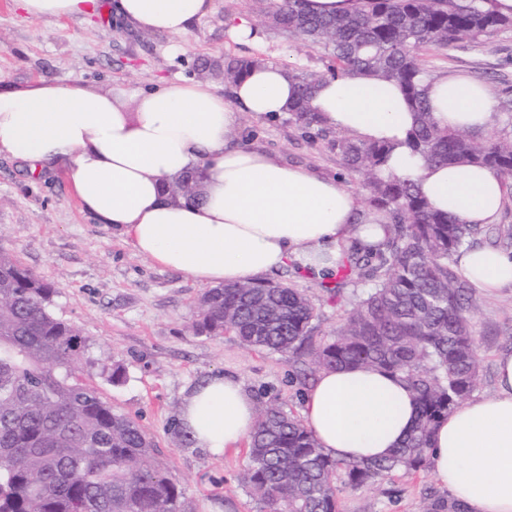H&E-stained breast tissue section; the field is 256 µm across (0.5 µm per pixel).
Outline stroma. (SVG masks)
<instances>
[{"label": "stroma", "mask_w": 512, "mask_h": 512, "mask_svg": "<svg viewBox=\"0 0 512 512\" xmlns=\"http://www.w3.org/2000/svg\"><path fill=\"white\" fill-rule=\"evenodd\" d=\"M112 2L97 0L87 17L32 22L18 0H0V81L15 90L72 81L98 90L147 89L194 80L197 64L227 55L258 56L294 70L324 67L319 48L264 27L251 0H211L210 11L182 35L137 30L114 15ZM243 21L259 27V41L237 39L233 27ZM428 61L437 74L500 92L512 86V31L491 34L477 46L431 52ZM233 144L339 179L359 199L367 197L363 179L349 174L327 144L302 137L287 115L241 114ZM1 249L55 284L51 310L88 336L87 357L123 366L121 382L100 374L95 383L154 440L158 459L196 512H260L238 481L244 449L216 457L184 443L182 403L208 379L227 374L250 396L280 398L299 413V364L244 349L227 336L195 334L203 285L139 254L130 239L98 224L82 209L65 171L34 177L21 161L0 157ZM288 278L317 307L316 339H329L351 308L349 297L328 300L303 272ZM470 308L479 381L469 397L482 400L497 392L499 355L512 352V284L490 295L473 292ZM439 489L432 470L398 472L372 485L342 488L340 502L343 512H422L427 495Z\"/></svg>", "instance_id": "1"}]
</instances>
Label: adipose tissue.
I'll return each instance as SVG.
<instances>
[{
    "label": "adipose tissue",
    "instance_id": "1",
    "mask_svg": "<svg viewBox=\"0 0 512 512\" xmlns=\"http://www.w3.org/2000/svg\"><path fill=\"white\" fill-rule=\"evenodd\" d=\"M29 20L80 17L93 0H20ZM210 0H116L115 13L152 33L180 35L207 14ZM80 83L0 87V156L31 174L63 166L82 208L136 250L203 285L254 281L288 261L315 274L335 269L341 246L384 240L376 218L355 221L356 196L338 182L232 146L240 113L279 115L297 97L286 67L251 70L224 100L207 83L172 84L134 95ZM440 126L487 127L492 91L438 76L426 87ZM312 108L329 126L393 150L381 177L415 182L432 209L466 224H491L504 201L501 176L477 165L427 164L405 144L415 124L398 86L361 72L324 78ZM192 176L195 196L173 200L169 184ZM458 269L489 293L512 282V255L461 251ZM497 393L461 403L442 419L430 448L432 470L468 512H512V352L496 361ZM304 421L332 457H385L401 447L418 417L415 393L398 377L351 368L319 373L305 396ZM256 407L242 383L216 376L181 408L194 443L221 455L252 431Z\"/></svg>",
    "mask_w": 512,
    "mask_h": 512
}]
</instances>
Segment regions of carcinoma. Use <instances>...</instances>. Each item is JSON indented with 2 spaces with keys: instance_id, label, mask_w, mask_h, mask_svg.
<instances>
[{
  "instance_id": "obj_1",
  "label": "carcinoma",
  "mask_w": 512,
  "mask_h": 512,
  "mask_svg": "<svg viewBox=\"0 0 512 512\" xmlns=\"http://www.w3.org/2000/svg\"><path fill=\"white\" fill-rule=\"evenodd\" d=\"M253 2L271 29L323 51L324 70L291 72L298 102L288 115L305 137L326 142L348 171L366 177L368 212L381 218L386 237L375 246L351 244L336 270L320 278L335 296L347 283L370 284L329 341L316 342L314 303L285 281L206 289L193 330L290 361L307 358L318 371H387L416 393L420 413L406 443L370 462L326 454L277 397L258 409L240 483L262 512H340L337 472L358 488L400 469L428 468L435 427L478 382L472 288L455 255L473 247L481 227L432 210L417 184L381 177L390 147L330 127L312 111L311 93L326 76L351 71L395 83L416 114L407 139L414 152L434 165L491 167L512 190V92L500 102L497 126L479 138L439 126L422 88L435 78L424 52L512 29V16L496 13L492 0H356L339 16L311 14L305 0ZM261 63L226 56L197 71L219 72L230 89ZM54 294L53 284L0 251V512H195L141 426L103 399L89 371L95 363L80 359L88 338L53 315ZM424 512L468 510L431 494Z\"/></svg>"
}]
</instances>
